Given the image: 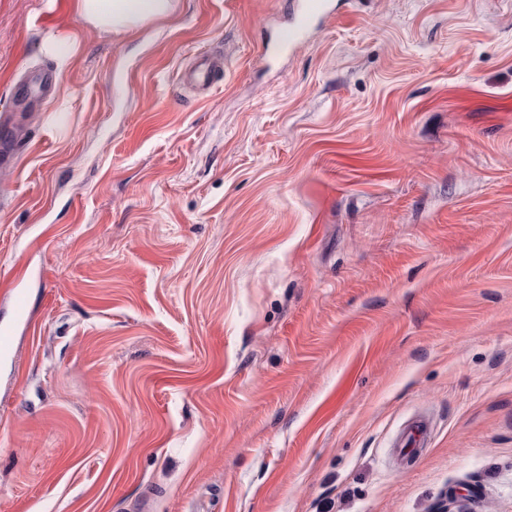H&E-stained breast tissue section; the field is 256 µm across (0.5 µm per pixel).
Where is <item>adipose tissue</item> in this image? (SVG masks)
I'll return each instance as SVG.
<instances>
[{
	"label": "adipose tissue",
	"instance_id": "obj_1",
	"mask_svg": "<svg viewBox=\"0 0 512 512\" xmlns=\"http://www.w3.org/2000/svg\"><path fill=\"white\" fill-rule=\"evenodd\" d=\"M175 0H74V10L85 23L104 32L139 29L172 14Z\"/></svg>",
	"mask_w": 512,
	"mask_h": 512
}]
</instances>
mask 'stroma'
I'll return each instance as SVG.
<instances>
[{"instance_id":"stroma-1","label":"stroma","mask_w":512,"mask_h":512,"mask_svg":"<svg viewBox=\"0 0 512 512\" xmlns=\"http://www.w3.org/2000/svg\"><path fill=\"white\" fill-rule=\"evenodd\" d=\"M288 2L0 0V512H512V0ZM175 0H74L85 23L104 32L137 30L173 13ZM291 11V22L278 34L284 50L294 49L312 26L330 13L329 0H292ZM427 426L421 421H415L408 425L402 432L396 446L401 451L411 452L414 448H421L425 443Z\"/></svg>"}]
</instances>
